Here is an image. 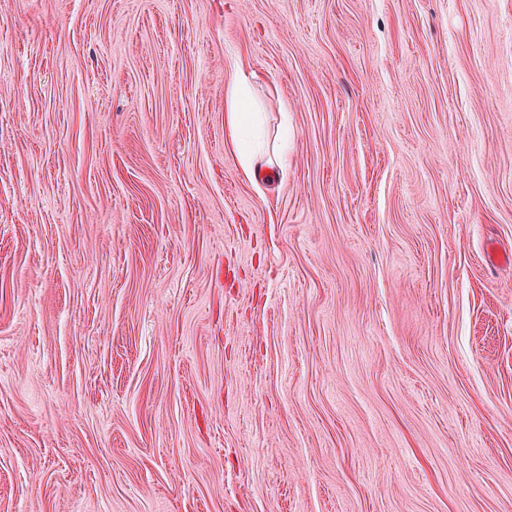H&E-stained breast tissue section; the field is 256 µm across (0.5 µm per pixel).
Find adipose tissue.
I'll return each mask as SVG.
<instances>
[{"label":"adipose tissue","mask_w":512,"mask_h":512,"mask_svg":"<svg viewBox=\"0 0 512 512\" xmlns=\"http://www.w3.org/2000/svg\"><path fill=\"white\" fill-rule=\"evenodd\" d=\"M226 112L224 138L226 145L239 161L244 175L257 179L269 166L286 168L288 140L267 143L264 137V117L250 93V82L242 70H234L225 84Z\"/></svg>","instance_id":"adipose-tissue-1"}]
</instances>
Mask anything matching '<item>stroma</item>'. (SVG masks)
<instances>
[{"label": "stroma", "instance_id": "stroma-1", "mask_svg": "<svg viewBox=\"0 0 512 512\" xmlns=\"http://www.w3.org/2000/svg\"><path fill=\"white\" fill-rule=\"evenodd\" d=\"M0 512H512V0H0ZM226 112L224 138L250 180L275 164L288 167V126L279 142L268 144L264 137V117L250 93V82L240 68L234 69L225 84Z\"/></svg>", "mask_w": 512, "mask_h": 512}]
</instances>
